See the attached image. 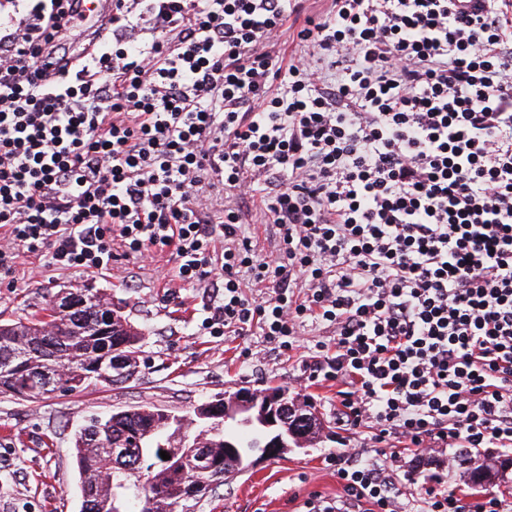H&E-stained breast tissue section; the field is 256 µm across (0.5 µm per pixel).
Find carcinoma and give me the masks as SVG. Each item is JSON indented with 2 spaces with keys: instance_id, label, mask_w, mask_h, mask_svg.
I'll use <instances>...</instances> for the list:
<instances>
[{
  "instance_id": "obj_1",
  "label": "carcinoma",
  "mask_w": 512,
  "mask_h": 512,
  "mask_svg": "<svg viewBox=\"0 0 512 512\" xmlns=\"http://www.w3.org/2000/svg\"><path fill=\"white\" fill-rule=\"evenodd\" d=\"M77 296L87 300L81 318L46 301L42 311L24 319L0 322V394L25 400L44 397L36 384L49 376L55 389L75 390L101 383L116 386L101 374L89 377L94 364L112 361V338L123 336L131 342L127 348V377L137 373L138 345L143 333L114 308L112 299L98 291L86 290ZM219 424L206 432L201 441L199 470L181 473L176 464L182 449L177 442L166 448L170 459L160 456V449L142 439L143 432L154 427L152 407L129 410L121 417H95L77 434L75 449L80 471L83 512H131L130 499L139 504V512H157L171 505L179 512H191V502L212 486L224 484V438L235 435L239 450L247 453L255 446L258 430L247 433ZM495 464L483 461L471 469L474 483L495 481Z\"/></svg>"
}]
</instances>
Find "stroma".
<instances>
[{"label": "stroma", "mask_w": 512, "mask_h": 512, "mask_svg": "<svg viewBox=\"0 0 512 512\" xmlns=\"http://www.w3.org/2000/svg\"><path fill=\"white\" fill-rule=\"evenodd\" d=\"M64 288L111 294L144 333L139 371L118 387L91 386L35 401L0 394V512H80L74 436L90 416L138 406L189 416L224 394L276 385L314 407L324 423L320 443L257 462L210 492L195 512H301L311 495L336 497L339 486L326 456L343 448L350 435L336 424L335 387H300V357L243 364L241 348H262L260 336L210 335L202 327V289L163 287L152 268H137L120 253L109 270L68 277L44 259L20 257L13 274L0 279V319L34 312Z\"/></svg>", "instance_id": "obj_1"}]
</instances>
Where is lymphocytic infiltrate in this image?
<instances>
[{
  "mask_svg": "<svg viewBox=\"0 0 512 512\" xmlns=\"http://www.w3.org/2000/svg\"><path fill=\"white\" fill-rule=\"evenodd\" d=\"M81 8L0 0V272L170 253L181 284L222 279L211 334L304 351L338 424L369 432L328 453L341 493L305 512H512L389 474L408 454L449 449L453 470L459 448L512 451V0H330L292 55L303 0H125L78 62L62 34ZM143 24L152 39L130 40ZM309 322L329 340L300 341ZM305 4V11L299 18L297 23H294L291 18L288 24L284 26L281 42L284 43L283 48L287 50L288 54L294 53L298 50L296 45V34L299 27L303 24L306 15H320L324 13L330 5L329 0H303Z\"/></svg>",
  "mask_w": 512,
  "mask_h": 512,
  "instance_id": "1",
  "label": "lymphocytic infiltrate"
}]
</instances>
